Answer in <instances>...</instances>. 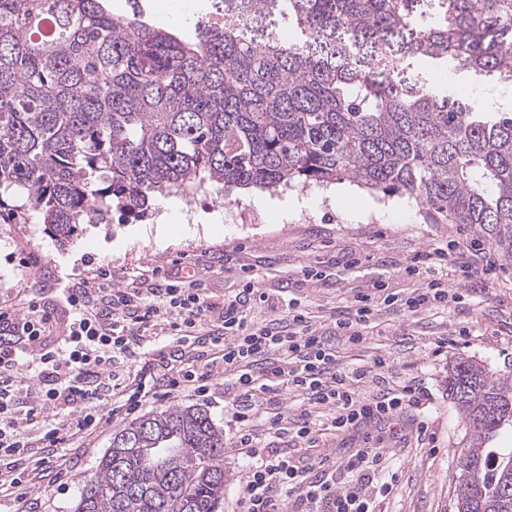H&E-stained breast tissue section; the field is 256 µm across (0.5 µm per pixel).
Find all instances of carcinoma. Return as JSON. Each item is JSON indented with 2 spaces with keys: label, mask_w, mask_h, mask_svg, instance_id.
<instances>
[{
  "label": "carcinoma",
  "mask_w": 512,
  "mask_h": 512,
  "mask_svg": "<svg viewBox=\"0 0 512 512\" xmlns=\"http://www.w3.org/2000/svg\"><path fill=\"white\" fill-rule=\"evenodd\" d=\"M224 22L158 30L139 0H0V219L60 241L139 216L206 180L274 192L348 180L407 195L512 261V109L435 85L454 70L512 85V0H247L291 28L269 49ZM358 46L360 69L344 66ZM448 396L471 429L456 512H512V378L460 358ZM224 429L175 406L112 435L74 512H216Z\"/></svg>",
  "instance_id": "cac0c4a2"
}]
</instances>
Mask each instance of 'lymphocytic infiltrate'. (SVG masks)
Returning <instances> with one entry per match:
<instances>
[{"mask_svg":"<svg viewBox=\"0 0 512 512\" xmlns=\"http://www.w3.org/2000/svg\"><path fill=\"white\" fill-rule=\"evenodd\" d=\"M448 264L471 272L468 248L419 254L405 272L426 271L421 288L400 301L361 295L353 314L335 319V335L362 343L382 303L415 314L456 301L441 272ZM111 281L105 268L78 266L60 290L59 308L32 304L20 314L0 302V498L17 497L21 512H37V499L25 493L33 467L65 466V449L83 444L104 418L130 413L147 400L184 392L206 396L220 366L233 375L237 446L248 459L238 512H282L285 490L296 494L304 512H372V495L391 492V483L375 480L380 455L373 449L361 446L349 455L346 467L357 482L343 491L325 461L261 451L255 422L265 414L281 422L283 392H298L312 404L334 408L330 432L356 436L419 401L417 387L358 396L352 382L366 377V369L338 373L332 337L298 306L288 305L285 320L254 322L251 308L267 299L254 289L218 305L179 265L143 271L122 288ZM164 324L173 332L168 349L144 361L127 381L114 382V355L134 353L148 332Z\"/></svg>","mask_w":512,"mask_h":512,"instance_id":"1","label":"lymphocytic infiltrate"}]
</instances>
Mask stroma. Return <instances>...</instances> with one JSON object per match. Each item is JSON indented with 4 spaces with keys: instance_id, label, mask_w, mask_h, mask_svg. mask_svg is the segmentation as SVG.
<instances>
[{
    "instance_id": "35a3bbf8",
    "label": "stroma",
    "mask_w": 512,
    "mask_h": 512,
    "mask_svg": "<svg viewBox=\"0 0 512 512\" xmlns=\"http://www.w3.org/2000/svg\"><path fill=\"white\" fill-rule=\"evenodd\" d=\"M162 2L144 0L150 23L193 34L202 13L198 0H183L177 11ZM173 198L187 227L161 247L153 238L133 236L136 220L117 214L103 224L79 225L65 242L37 219L24 224L0 220V301L19 309L32 299L53 301L58 279L71 274L83 258L109 267L116 288L146 267L179 260L214 301L250 283L266 292L270 301L255 308V321L278 317L294 299L329 329L335 318L353 312L357 296L375 283L402 298L419 288L422 276L404 273L418 253L467 242L479 249V264L488 272L484 288H473L463 272L449 268L448 286L460 294V303L415 315L385 306L361 347L336 343V368L346 374L371 366L378 356L387 359L381 375L358 384L361 395L376 393L383 385L411 384L426 394L420 405L391 423L365 430L370 446L382 455L381 481L393 484L390 494L376 497L374 512H455L456 462L469 427L448 397V367L469 357L495 375L512 377V263L467 226L427 223L414 201L348 182L294 187L277 196L257 190L224 196L206 182L191 195L177 192ZM224 388V375L218 372L207 396L175 394L143 403L138 412L172 406L208 411L224 430V499L217 512H233L246 468ZM118 427V422H103L84 447L71 449L67 471L47 469L31 489L42 512H72L78 478L95 468Z\"/></svg>"
}]
</instances>
